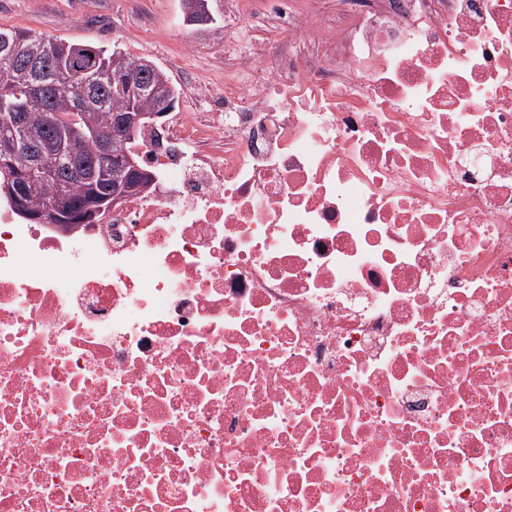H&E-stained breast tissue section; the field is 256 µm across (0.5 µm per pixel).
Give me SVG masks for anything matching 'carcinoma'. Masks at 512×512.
Here are the masks:
<instances>
[{
  "label": "carcinoma",
  "mask_w": 512,
  "mask_h": 512,
  "mask_svg": "<svg viewBox=\"0 0 512 512\" xmlns=\"http://www.w3.org/2000/svg\"><path fill=\"white\" fill-rule=\"evenodd\" d=\"M47 60L50 71L44 74L48 83L57 75L70 80L46 97H34L28 88V69ZM136 75L133 95L118 91L115 81ZM171 111L177 95L167 74L149 59H129L123 52L91 44L70 43L46 38L25 29H0V114L22 108L27 125L16 132L0 126V140L17 139L18 147L10 154L8 169L14 176L9 191H16L34 209L45 206L55 194L57 185L70 188V211L80 212L87 204L112 186V172L102 175L91 150L74 157L68 146H57L59 155L56 178L27 180L24 178L41 147L54 138L67 136L76 126L87 136L98 134L119 139L112 124L115 112L139 109Z\"/></svg>",
  "instance_id": "cac0c4a2"
}]
</instances>
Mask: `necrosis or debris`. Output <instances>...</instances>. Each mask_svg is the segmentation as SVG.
<instances>
[{"instance_id": "1", "label": "necrosis or debris", "mask_w": 512, "mask_h": 512, "mask_svg": "<svg viewBox=\"0 0 512 512\" xmlns=\"http://www.w3.org/2000/svg\"><path fill=\"white\" fill-rule=\"evenodd\" d=\"M266 57L145 195L0 204V512H512V0Z\"/></svg>"}]
</instances>
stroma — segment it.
<instances>
[{
    "mask_svg": "<svg viewBox=\"0 0 512 512\" xmlns=\"http://www.w3.org/2000/svg\"><path fill=\"white\" fill-rule=\"evenodd\" d=\"M209 4L215 22L200 30L184 21L181 0H0V27L95 42L133 60L150 59L170 77L180 110L201 120L212 108L204 87L236 75L237 57L269 36L275 24L272 0H240L231 14L224 0ZM190 41L197 50L186 51ZM224 42L232 45V56H213L212 45Z\"/></svg>",
    "mask_w": 512,
    "mask_h": 512,
    "instance_id": "stroma-1",
    "label": "stroma"
}]
</instances>
